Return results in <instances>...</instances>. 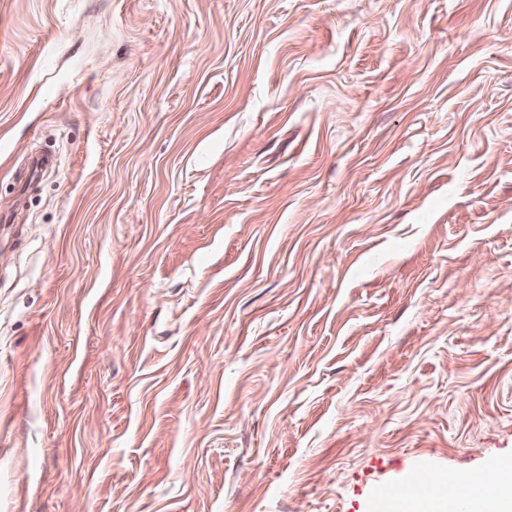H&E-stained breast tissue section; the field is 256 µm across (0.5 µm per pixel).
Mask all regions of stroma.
<instances>
[{
  "label": "stroma",
  "instance_id": "stroma-1",
  "mask_svg": "<svg viewBox=\"0 0 512 512\" xmlns=\"http://www.w3.org/2000/svg\"><path fill=\"white\" fill-rule=\"evenodd\" d=\"M0 512H373L512 461V0H0ZM463 483L483 488L485 477L464 472L459 477L437 480L428 470L419 467L410 469L404 479L395 485H386L380 489L379 498L390 505V512H408L403 504L408 499L420 496L424 499L426 512H446L448 502L456 504L458 510H466L470 496L461 490Z\"/></svg>",
  "mask_w": 512,
  "mask_h": 512
}]
</instances>
